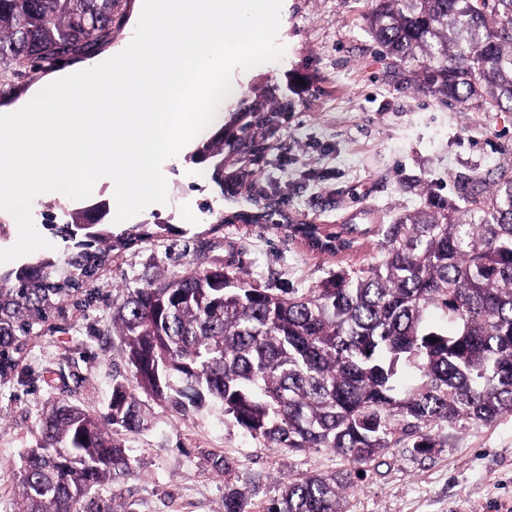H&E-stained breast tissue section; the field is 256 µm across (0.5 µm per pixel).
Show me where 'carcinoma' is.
<instances>
[{
  "instance_id": "carcinoma-1",
  "label": "carcinoma",
  "mask_w": 512,
  "mask_h": 512,
  "mask_svg": "<svg viewBox=\"0 0 512 512\" xmlns=\"http://www.w3.org/2000/svg\"><path fill=\"white\" fill-rule=\"evenodd\" d=\"M121 0H0L3 76L93 47L112 35ZM370 33L417 87L463 104L479 98L512 110V0H372ZM283 109L236 113L201 141L192 159L224 191V156L254 164L255 130L273 132ZM42 226L62 254L0 269V378L15 370L34 326L79 293L109 260L152 235L113 233L102 214L75 208ZM313 251L351 255L343 228L289 225ZM381 257L339 271L315 288H259L230 265L159 279L124 294L115 320L120 353L138 388L186 419L218 401L251 438L304 451L332 448L349 468L311 474L277 498L253 501L225 487L224 512H343L352 476L400 442L428 455L433 427L480 425L512 415V177L462 205L438 200L394 224ZM416 374L402 387L399 372ZM143 413L121 374L108 412L58 403L43 417L40 446L23 458L20 512H118L95 488L130 472L126 447Z\"/></svg>"
}]
</instances>
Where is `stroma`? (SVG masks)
Returning a JSON list of instances; mask_svg holds the SVG:
<instances>
[{
	"mask_svg": "<svg viewBox=\"0 0 512 512\" xmlns=\"http://www.w3.org/2000/svg\"><path fill=\"white\" fill-rule=\"evenodd\" d=\"M140 0H123L111 40L70 54L80 71L132 38ZM371 0H288L280 61L251 68L225 117L260 100L284 112L252 169L224 164V188L200 180L189 155L162 172L167 201L134 216L167 231L113 251L81 293L37 327L0 380V512H19L17 479L26 449L37 447L44 412L67 402L103 415L112 398L120 338L114 304L127 290L192 269L234 262L259 286L314 288L380 250L372 237L354 255L310 251L287 228L267 223L216 225L217 212L271 199L294 224L360 228L391 224L423 207L429 194L461 201L475 180L512 176V111L478 100L443 103L418 90L367 31ZM143 429L125 437L129 476L101 487L132 512H223L224 486L260 479L278 496L304 474L331 475L346 461L330 448L295 452L260 443L233 426L221 404L187 419L146 393ZM430 455L386 449L348 497L345 512H512V415L467 429L436 428ZM233 460L231 474L211 457Z\"/></svg>",
	"mask_w": 512,
	"mask_h": 512,
	"instance_id": "stroma-1",
	"label": "stroma"
}]
</instances>
